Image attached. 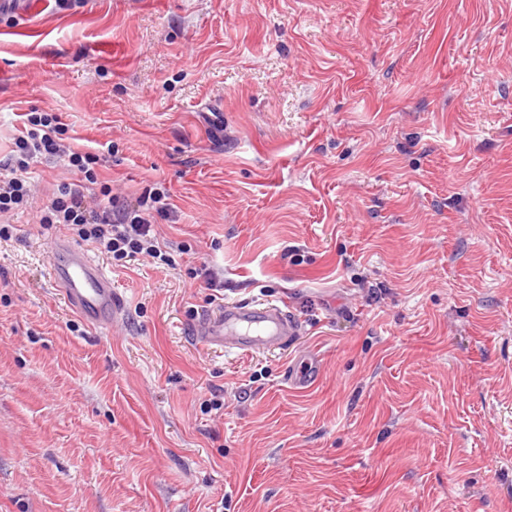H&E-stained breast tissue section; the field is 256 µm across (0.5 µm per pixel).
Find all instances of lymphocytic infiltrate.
Returning <instances> with one entry per match:
<instances>
[{"instance_id": "lymphocytic-infiltrate-1", "label": "lymphocytic infiltrate", "mask_w": 512, "mask_h": 512, "mask_svg": "<svg viewBox=\"0 0 512 512\" xmlns=\"http://www.w3.org/2000/svg\"><path fill=\"white\" fill-rule=\"evenodd\" d=\"M65 132L58 114L35 110L26 113L24 129L15 142L16 154L0 167V238L9 235L6 219L30 205L32 164L41 159H60L70 179L61 183L49 204L40 209V223L66 226L117 263L140 256L162 259L153 224L156 218L171 212L169 192L154 188L134 201H119L109 184L100 179L101 156L66 146L61 141Z\"/></svg>"}]
</instances>
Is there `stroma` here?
<instances>
[{"instance_id":"stroma-1","label":"stroma","mask_w":512,"mask_h":512,"mask_svg":"<svg viewBox=\"0 0 512 512\" xmlns=\"http://www.w3.org/2000/svg\"><path fill=\"white\" fill-rule=\"evenodd\" d=\"M34 108L175 209L102 334L0 239V512H512V0H0L1 162ZM203 264L303 335L198 345ZM320 373L321 363L319 357H304L289 371L288 383L293 389H306L316 382Z\"/></svg>"}]
</instances>
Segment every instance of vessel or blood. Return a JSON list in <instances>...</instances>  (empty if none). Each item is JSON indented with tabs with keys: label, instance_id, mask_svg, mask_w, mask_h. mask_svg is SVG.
Listing matches in <instances>:
<instances>
[{
	"label": "vessel or blood",
	"instance_id": "1",
	"mask_svg": "<svg viewBox=\"0 0 512 512\" xmlns=\"http://www.w3.org/2000/svg\"><path fill=\"white\" fill-rule=\"evenodd\" d=\"M48 252L53 287L88 326L105 332L123 318L125 299L87 249L59 237L50 242ZM301 334L302 322L295 313L282 302L264 300L224 303L217 312L205 314L196 328V339L203 345L239 354L284 348ZM320 373L319 357L308 356L292 367L288 382L305 389Z\"/></svg>",
	"mask_w": 512,
	"mask_h": 512
}]
</instances>
